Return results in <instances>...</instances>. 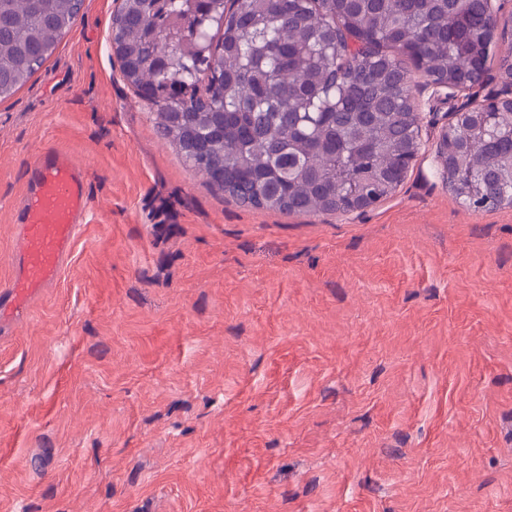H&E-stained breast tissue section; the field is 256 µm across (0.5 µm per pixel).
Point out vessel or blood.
<instances>
[{
	"label": "vessel or blood",
	"instance_id": "obj_1",
	"mask_svg": "<svg viewBox=\"0 0 512 512\" xmlns=\"http://www.w3.org/2000/svg\"><path fill=\"white\" fill-rule=\"evenodd\" d=\"M90 205L84 171L69 151H47L33 164L17 210L20 246L14 275L0 291V324L59 280Z\"/></svg>",
	"mask_w": 512,
	"mask_h": 512
}]
</instances>
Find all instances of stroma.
I'll return each instance as SVG.
<instances>
[{"label": "stroma", "instance_id": "35a3bbf8", "mask_svg": "<svg viewBox=\"0 0 512 512\" xmlns=\"http://www.w3.org/2000/svg\"><path fill=\"white\" fill-rule=\"evenodd\" d=\"M115 7L0 101V285L41 154L92 197L0 332V512H512V207L440 178L447 101L385 201L244 207L158 136Z\"/></svg>", "mask_w": 512, "mask_h": 512}]
</instances>
